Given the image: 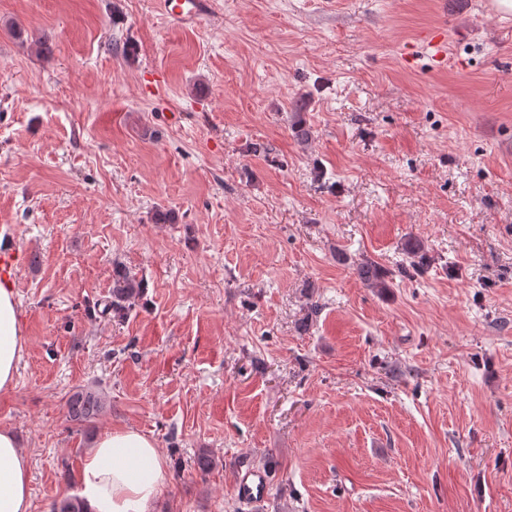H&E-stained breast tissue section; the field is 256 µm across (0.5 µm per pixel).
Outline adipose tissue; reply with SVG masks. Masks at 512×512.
I'll return each mask as SVG.
<instances>
[{
	"label": "adipose tissue",
	"mask_w": 512,
	"mask_h": 512,
	"mask_svg": "<svg viewBox=\"0 0 512 512\" xmlns=\"http://www.w3.org/2000/svg\"><path fill=\"white\" fill-rule=\"evenodd\" d=\"M25 351L18 302L0 287V392L15 385ZM167 462L154 441L134 429L105 432L85 452L78 493L86 512H152L166 481ZM28 458L13 429L0 427V512H30Z\"/></svg>",
	"instance_id": "obj_1"
}]
</instances>
